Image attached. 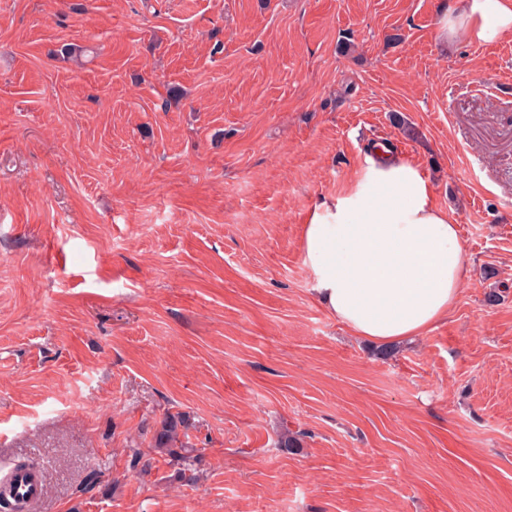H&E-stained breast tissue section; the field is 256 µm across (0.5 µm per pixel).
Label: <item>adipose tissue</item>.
<instances>
[{"label":"adipose tissue","mask_w":512,"mask_h":512,"mask_svg":"<svg viewBox=\"0 0 512 512\" xmlns=\"http://www.w3.org/2000/svg\"><path fill=\"white\" fill-rule=\"evenodd\" d=\"M487 43L512 34V0H449L438 35ZM314 291L353 334L380 343L420 336L447 318L471 264L456 225L409 161L373 151L351 187L304 226Z\"/></svg>","instance_id":"adipose-tissue-1"}]
</instances>
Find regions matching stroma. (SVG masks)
Instances as JSON below:
<instances>
[{
    "label": "stroma",
    "instance_id": "obj_1",
    "mask_svg": "<svg viewBox=\"0 0 512 512\" xmlns=\"http://www.w3.org/2000/svg\"><path fill=\"white\" fill-rule=\"evenodd\" d=\"M442 3L0 0V468H42L29 512H512V35L440 42ZM380 140L472 264L388 357L302 246ZM188 428L186 419L180 413L168 412L160 421L154 436V448L169 458V462L181 466L178 468L180 477L186 482L197 480L192 468L193 448H187L179 438V431Z\"/></svg>",
    "mask_w": 512,
    "mask_h": 512
}]
</instances>
